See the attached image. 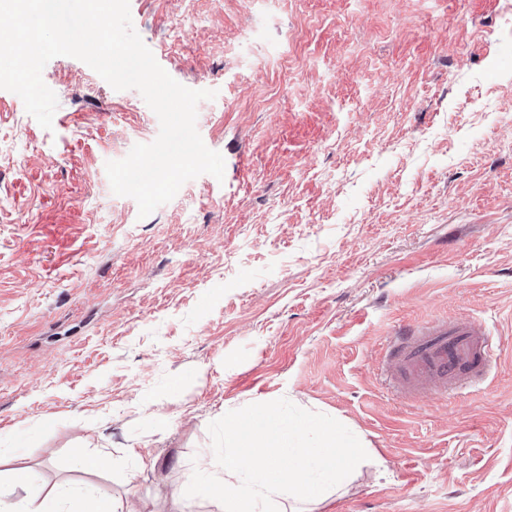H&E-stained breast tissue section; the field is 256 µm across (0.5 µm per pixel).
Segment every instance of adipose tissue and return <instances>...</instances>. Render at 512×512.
Masks as SVG:
<instances>
[{
	"label": "adipose tissue",
	"mask_w": 512,
	"mask_h": 512,
	"mask_svg": "<svg viewBox=\"0 0 512 512\" xmlns=\"http://www.w3.org/2000/svg\"><path fill=\"white\" fill-rule=\"evenodd\" d=\"M10 486L15 499L0 500V512H39L37 502L46 493L50 494L56 512H123L121 501L100 496L89 485L62 483L47 492L35 475L21 471L11 476Z\"/></svg>",
	"instance_id": "obj_1"
}]
</instances>
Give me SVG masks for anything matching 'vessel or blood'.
Returning a JSON list of instances; mask_svg holds the SVG:
<instances>
[{
  "label": "vessel or blood",
  "mask_w": 512,
  "mask_h": 512,
  "mask_svg": "<svg viewBox=\"0 0 512 512\" xmlns=\"http://www.w3.org/2000/svg\"><path fill=\"white\" fill-rule=\"evenodd\" d=\"M494 352L489 332L474 318H430L391 334L385 364L399 397L448 396L485 384Z\"/></svg>",
  "instance_id": "b4317fda"
}]
</instances>
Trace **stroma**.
<instances>
[{
	"instance_id": "1",
	"label": "stroma",
	"mask_w": 512,
	"mask_h": 512,
	"mask_svg": "<svg viewBox=\"0 0 512 512\" xmlns=\"http://www.w3.org/2000/svg\"><path fill=\"white\" fill-rule=\"evenodd\" d=\"M225 160L139 218L105 165L141 94L44 67L52 130L0 90V477L185 498L209 424L284 398L369 455L313 512H512V0H130ZM502 338L489 387L404 403L377 362L429 316ZM103 471L67 467L75 452Z\"/></svg>"
}]
</instances>
